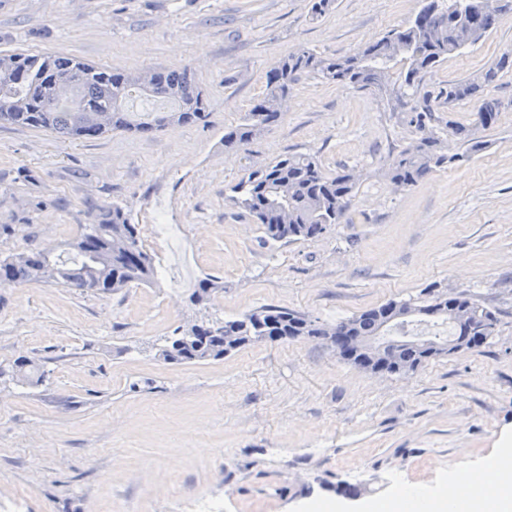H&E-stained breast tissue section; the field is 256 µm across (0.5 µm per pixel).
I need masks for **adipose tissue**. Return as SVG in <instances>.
Listing matches in <instances>:
<instances>
[{
  "label": "adipose tissue",
  "instance_id": "1",
  "mask_svg": "<svg viewBox=\"0 0 512 512\" xmlns=\"http://www.w3.org/2000/svg\"><path fill=\"white\" fill-rule=\"evenodd\" d=\"M362 512H512V434L483 466L449 473L438 490L412 502L399 487L384 501L365 503Z\"/></svg>",
  "mask_w": 512,
  "mask_h": 512
}]
</instances>
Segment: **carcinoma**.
I'll use <instances>...</instances> for the list:
<instances>
[{"label": "carcinoma", "mask_w": 512, "mask_h": 512, "mask_svg": "<svg viewBox=\"0 0 512 512\" xmlns=\"http://www.w3.org/2000/svg\"><path fill=\"white\" fill-rule=\"evenodd\" d=\"M512 11V0H429L407 25L387 32L355 54L345 58H327L300 51L282 58L266 73V92L245 114L243 122L224 131V147L241 149L280 119L279 97L290 93L303 73L356 89H371L385 96L390 110L410 108L420 137L400 151L389 163L387 175L396 184L416 185L436 167L462 162L481 150L482 142L474 128L444 120L435 115L431 95L408 106L415 99L424 75L441 65L448 56L478 43L499 23L502 14ZM402 58L408 68L399 84L390 81L391 64ZM158 84L167 93L156 98H173L180 104L176 120L203 123L208 117L204 94L186 69L154 70ZM72 81L79 91L80 105L59 98L60 79ZM139 75L110 71L64 54L14 53L0 55V124L44 129L64 140L100 136L91 122L96 112L112 113V129L151 133L166 123L132 124L125 114L130 88L138 85ZM486 86L467 80L448 83V104L479 99L475 128L494 126L503 104L485 94ZM452 136L464 150L443 151L441 135ZM357 180L349 170L336 175L324 172L318 159L306 153H294L251 171L235 187L236 202L245 207L260 224L266 241L295 242L322 235L328 227L340 224L351 206ZM84 232L66 243V249L52 256L43 251L9 255L0 259V283L31 285L56 283L82 292H117L124 288L156 282L158 270L153 257L140 242L137 225L118 203L90 208ZM129 241L125 252L111 250V239ZM429 300L418 310L431 317L451 319L460 324L453 336H466L465 348L488 344L497 325L495 313L477 304L466 293L446 295L428 291ZM391 304L369 309L334 325L320 324L305 315L274 305L259 307L239 319L222 324L202 322L198 347L186 348L174 337L158 348V357L170 352L177 362L222 360L235 351L224 346V337L240 334L249 343L274 342L290 336H304L311 328L341 345L347 336H380L385 332L403 333L406 321L384 326V313ZM448 341H436L426 347L422 342L400 341L394 346V361L401 371L416 370L429 359L446 354Z\"/></svg>", "instance_id": "cac0c4a2"}]
</instances>
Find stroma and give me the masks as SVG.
I'll list each match as a JSON object with an SVG mask.
<instances>
[{
  "label": "stroma",
  "instance_id": "stroma-1",
  "mask_svg": "<svg viewBox=\"0 0 512 512\" xmlns=\"http://www.w3.org/2000/svg\"><path fill=\"white\" fill-rule=\"evenodd\" d=\"M422 0H0V54L56 53L114 71L188 69L203 124L150 135L68 141L0 125V257L59 248L92 204L123 203L156 265L155 284L117 293L57 284L0 287V512H304L339 497L347 512L400 485L435 490L474 468L512 429V69L487 92L504 109L484 147L416 186L386 174L416 140L406 117L368 91L312 74L280 121L225 148L265 92L277 60L310 50L343 58L404 26ZM512 51V22L427 73L423 88L480 76ZM311 153L328 174L358 177L344 223L291 243L265 242L235 205L249 170ZM216 279L191 303L182 277ZM496 312L485 346L376 375L331 342L247 345L224 359L168 364L157 349L182 326L234 320L265 305L322 324L429 286ZM36 384L12 377L19 359Z\"/></svg>",
  "mask_w": 512,
  "mask_h": 512
}]
</instances>
